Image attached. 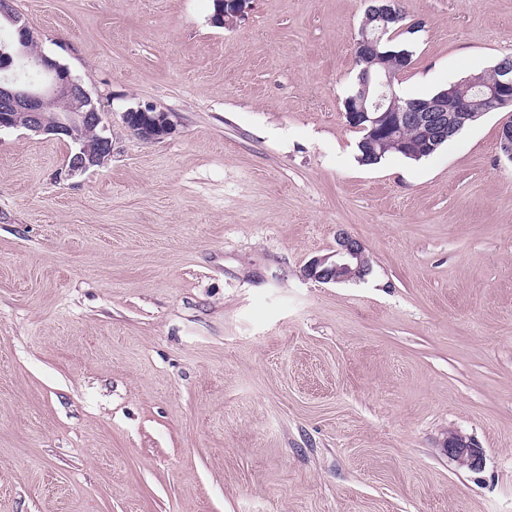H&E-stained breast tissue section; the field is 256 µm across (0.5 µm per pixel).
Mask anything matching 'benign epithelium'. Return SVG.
I'll list each match as a JSON object with an SVG mask.
<instances>
[{"label": "benign epithelium", "mask_w": 512, "mask_h": 512, "mask_svg": "<svg viewBox=\"0 0 512 512\" xmlns=\"http://www.w3.org/2000/svg\"><path fill=\"white\" fill-rule=\"evenodd\" d=\"M249 0H216L214 21L229 25L241 17ZM4 16L18 35V45L0 58V129L17 127V116L27 117L24 128L35 134L63 135L76 145L67 175L81 176L100 166L112 153V140L101 137L99 147L91 151L82 142V132L102 121L89 94L65 66L46 55L32 56L26 45L35 40L27 22L14 8V0H0ZM393 23L399 30L422 27L420 18L408 19L401 0H379L372 9V24L359 30L354 44V63L381 55L387 47L384 35ZM498 77L493 82L484 75H472L448 83L429 99H411L396 109L394 90L396 74L390 70L358 74L354 94L346 99L347 123L369 130L362 146L380 156L388 150L405 149V132L414 128L425 146L435 147L456 134L475 118L469 108L468 94L473 91L486 103L485 111L512 109V57L506 56L494 67ZM125 124L141 140L154 142L170 135L175 128L173 113L155 109H131L124 114ZM501 153L512 161V120L503 123L497 134ZM370 271L364 246L343 230L336 233V250L312 261L306 276L316 282L359 280ZM445 450L460 466L477 469L482 457L472 439L453 432L445 440Z\"/></svg>", "instance_id": "benign-epithelium-1"}]
</instances>
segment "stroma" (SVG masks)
<instances>
[{
	"label": "stroma",
	"mask_w": 512,
	"mask_h": 512,
	"mask_svg": "<svg viewBox=\"0 0 512 512\" xmlns=\"http://www.w3.org/2000/svg\"><path fill=\"white\" fill-rule=\"evenodd\" d=\"M14 6L112 154L70 179L69 138L0 131V512H512V112L365 166L364 0ZM402 6L400 97L512 55V0ZM340 229L370 273L306 278ZM216 1V7H215ZM213 0L214 21L217 24L229 25L241 17L249 0ZM216 10V11H215ZM173 113L156 109H132L124 114L125 124L141 140L154 142L170 135L175 128ZM445 450L462 467L477 469L481 465L482 457L479 449L472 439L460 433L448 434V438L445 440Z\"/></svg>",
	"instance_id": "stroma-1"
}]
</instances>
